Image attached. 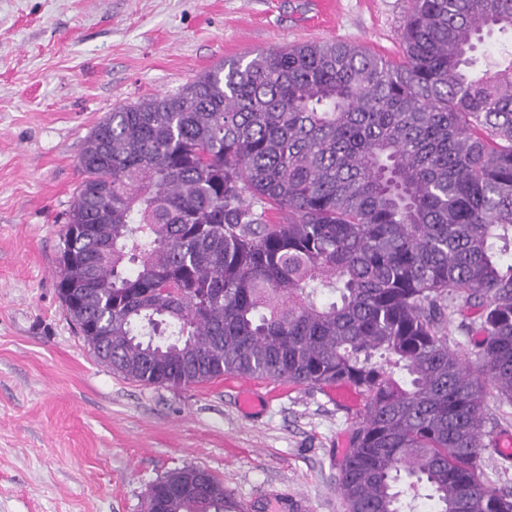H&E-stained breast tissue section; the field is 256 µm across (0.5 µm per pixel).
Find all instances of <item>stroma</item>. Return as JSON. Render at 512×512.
<instances>
[{
	"label": "stroma",
	"instance_id": "stroma-1",
	"mask_svg": "<svg viewBox=\"0 0 512 512\" xmlns=\"http://www.w3.org/2000/svg\"><path fill=\"white\" fill-rule=\"evenodd\" d=\"M411 0H0V512H143L168 471L208 469L244 512H346L339 465L358 411L327 388L255 377L243 415L226 376L125 379L93 356L56 291L78 157L113 108L172 94L246 54L303 42L394 57ZM485 477L512 490L492 446Z\"/></svg>",
	"mask_w": 512,
	"mask_h": 512
}]
</instances>
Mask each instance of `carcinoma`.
Returning <instances> with one entry per match:
<instances>
[{
  "instance_id": "1",
  "label": "carcinoma",
  "mask_w": 512,
  "mask_h": 512,
  "mask_svg": "<svg viewBox=\"0 0 512 512\" xmlns=\"http://www.w3.org/2000/svg\"><path fill=\"white\" fill-rule=\"evenodd\" d=\"M495 29L512 0H413L395 58L297 44L112 109L56 283L97 360L153 386L350 384L346 512H512L480 467L489 402L512 405V50L474 56ZM470 310L468 355L448 320ZM152 486L155 512H224L205 468Z\"/></svg>"
}]
</instances>
